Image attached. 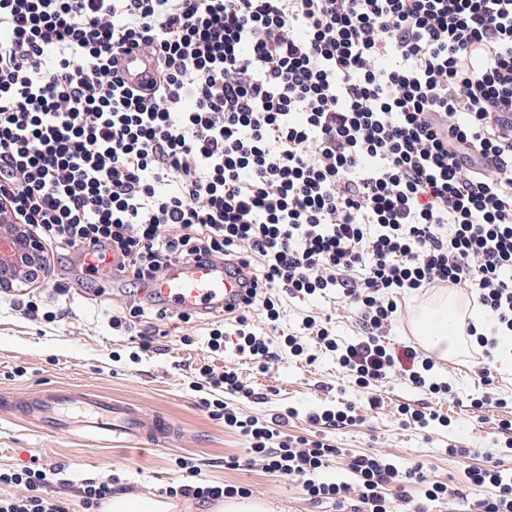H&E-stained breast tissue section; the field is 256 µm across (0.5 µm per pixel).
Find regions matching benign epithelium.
I'll list each match as a JSON object with an SVG mask.
<instances>
[{
	"label": "benign epithelium",
	"mask_w": 512,
	"mask_h": 512,
	"mask_svg": "<svg viewBox=\"0 0 512 512\" xmlns=\"http://www.w3.org/2000/svg\"><path fill=\"white\" fill-rule=\"evenodd\" d=\"M45 263L40 238L27 225L15 223L0 211V289L19 291L34 283Z\"/></svg>",
	"instance_id": "obj_1"
}]
</instances>
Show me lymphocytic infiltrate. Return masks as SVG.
Here are the masks:
<instances>
[{"label":"lymphocytic infiltrate","instance_id":"f902f5d3","mask_svg":"<svg viewBox=\"0 0 512 512\" xmlns=\"http://www.w3.org/2000/svg\"><path fill=\"white\" fill-rule=\"evenodd\" d=\"M150 49L157 77L128 87L117 62ZM0 202L48 245L97 273L113 257L146 287L172 261H241L247 304L230 313L238 355L266 369L281 297H331L361 336L339 342L315 317L288 334L334 353L371 391L393 377L436 394L422 350L391 354L398 295L470 289L491 320L467 323L495 361L512 339V0H0ZM212 417L254 460L336 512L391 508L392 483H419L378 453L350 456L358 485L324 481L332 453L295 446L286 414L244 417L234 368L199 366ZM484 467L466 468L476 512H512V422ZM191 480L206 504L248 495ZM63 464L0 471V512H70L51 490Z\"/></svg>","mask_w":512,"mask_h":512}]
</instances>
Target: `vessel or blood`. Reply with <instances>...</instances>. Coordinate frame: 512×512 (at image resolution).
<instances>
[{
    "label": "vessel or blood",
    "instance_id": "obj_1",
    "mask_svg": "<svg viewBox=\"0 0 512 512\" xmlns=\"http://www.w3.org/2000/svg\"><path fill=\"white\" fill-rule=\"evenodd\" d=\"M127 78L134 83L148 82L152 71L140 51L123 55ZM148 295L175 311L190 313L238 306L244 290L224 271L222 261L201 257L168 265L147 290ZM81 415V431L135 442L143 439L162 445L176 433L175 426L146 409L133 410L117 402L97 399L80 389L47 393L33 412L43 423L57 428L69 427L68 412Z\"/></svg>",
    "mask_w": 512,
    "mask_h": 512
}]
</instances>
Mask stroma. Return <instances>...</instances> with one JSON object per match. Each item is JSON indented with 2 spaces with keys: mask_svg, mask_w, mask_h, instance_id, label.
Returning <instances> with one entry per match:
<instances>
[{
  "mask_svg": "<svg viewBox=\"0 0 512 512\" xmlns=\"http://www.w3.org/2000/svg\"><path fill=\"white\" fill-rule=\"evenodd\" d=\"M75 259L72 252L54 248L42 277L28 288L42 310L56 313V322L25 317L17 308L20 292L0 291V398L7 400L0 405L1 470L20 468L34 455L48 464H67L68 482L60 492L72 512L79 507L84 479L101 475L120 478L128 495L171 503L170 512H220L216 501L201 506L193 499L167 497L166 488L186 482L177 461L188 456L199 466L200 479L246 486L253 499L272 503L277 512H334V505L313 502L295 484L260 466L228 467L229 458H246L247 442L212 418L192 388L197 368L209 363L236 368L243 384L259 394L256 402L226 395V402L241 415L268 419L289 412V435L338 448V456L328 463L327 478L351 481L349 455L380 452L403 469L423 464L428 482L447 484L450 495L434 504V512H466L468 503L458 496L467 485L464 468L483 466L482 452L490 448L499 420H512V406L474 409L470 402L492 394L512 399V362H500L493 383L488 384L470 349L461 346L445 356L417 337L415 316L442 296V289L421 297L405 296L402 315L389 327L385 341L395 349L413 342L425 347L439 377L450 383L452 395H432L395 377L377 388L380 404L373 409L335 356L314 340L306 342L305 359L293 357L284 344L307 315L331 318L337 336L356 338L360 329L344 304L319 297L284 299L277 328L269 335L277 358L265 372L238 357L233 346H226L219 356L209 353L207 324L202 320L185 323L173 317L159 322L160 334L152 349L141 352L111 323L112 316L126 311L130 283L113 281L106 273L88 279L75 276ZM66 388L149 409L174 422L179 433L164 447L146 441L125 448L43 427L23 415L22 406L43 391ZM347 402L358 410L355 423L323 431L310 423V412ZM405 404L447 418L448 427L422 431L403 427L399 409ZM451 440L474 449L468 465L445 453Z\"/></svg>",
  "mask_w": 512,
  "mask_h": 512,
  "instance_id": "stroma-1",
  "label": "stroma"
}]
</instances>
